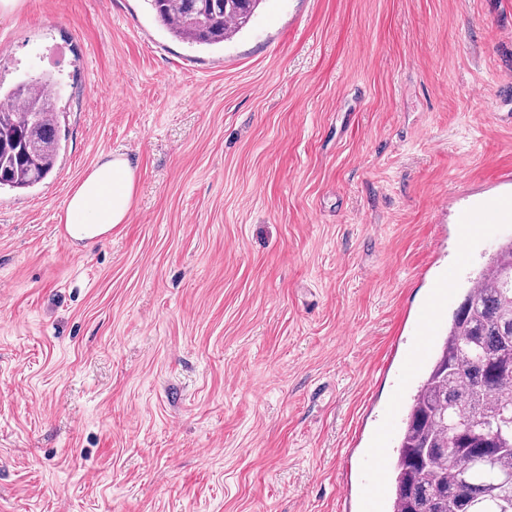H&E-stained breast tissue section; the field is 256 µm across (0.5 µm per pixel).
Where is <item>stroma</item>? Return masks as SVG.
I'll use <instances>...</instances> for the list:
<instances>
[{"instance_id":"35a3bbf8","label":"stroma","mask_w":512,"mask_h":512,"mask_svg":"<svg viewBox=\"0 0 512 512\" xmlns=\"http://www.w3.org/2000/svg\"><path fill=\"white\" fill-rule=\"evenodd\" d=\"M42 73L55 170L0 192V512H362L455 215L512 172V0H264L213 48L146 0H18L0 85ZM115 151L130 219L71 242Z\"/></svg>"}]
</instances>
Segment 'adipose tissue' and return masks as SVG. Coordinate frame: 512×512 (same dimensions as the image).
<instances>
[{"label":"adipose tissue","mask_w":512,"mask_h":512,"mask_svg":"<svg viewBox=\"0 0 512 512\" xmlns=\"http://www.w3.org/2000/svg\"><path fill=\"white\" fill-rule=\"evenodd\" d=\"M138 178L120 154L101 158L69 194L62 222L76 241L110 233L130 217Z\"/></svg>","instance_id":"adipose-tissue-1"}]
</instances>
